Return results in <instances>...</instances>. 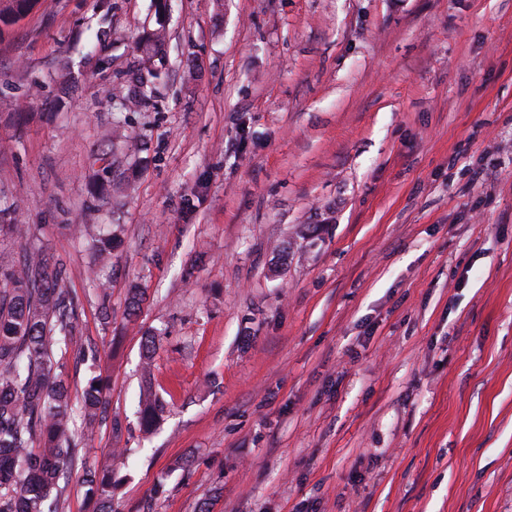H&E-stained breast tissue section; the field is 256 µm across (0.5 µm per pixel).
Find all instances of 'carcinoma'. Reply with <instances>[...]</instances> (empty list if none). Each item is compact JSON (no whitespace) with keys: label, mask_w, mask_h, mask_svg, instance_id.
<instances>
[{"label":"carcinoma","mask_w":512,"mask_h":512,"mask_svg":"<svg viewBox=\"0 0 512 512\" xmlns=\"http://www.w3.org/2000/svg\"><path fill=\"white\" fill-rule=\"evenodd\" d=\"M46 0H0V39ZM165 25L158 24L142 45L158 53ZM0 232L26 242L12 266L0 269V512H61V499L73 472L92 512H112V466L83 467L80 442L93 436L108 411L104 380L89 377L77 398L65 378L63 358L73 341L79 302L63 287L61 269L50 264L29 225L14 223L0 208ZM114 237L94 239L96 255L112 254ZM142 429L152 432L165 405L157 394L140 395Z\"/></svg>","instance_id":"carcinoma-1"}]
</instances>
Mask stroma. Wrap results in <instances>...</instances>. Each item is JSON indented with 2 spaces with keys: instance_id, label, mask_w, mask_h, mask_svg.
<instances>
[{
  "instance_id": "35a3bbf8",
  "label": "stroma",
  "mask_w": 512,
  "mask_h": 512,
  "mask_svg": "<svg viewBox=\"0 0 512 512\" xmlns=\"http://www.w3.org/2000/svg\"><path fill=\"white\" fill-rule=\"evenodd\" d=\"M155 26L47 0L0 41V206L79 299L115 512H512V0H170L148 60ZM76 224L121 240L97 277ZM139 408L142 429L144 432L150 433L160 424L165 412V405L157 394L145 391L140 395Z\"/></svg>"
}]
</instances>
